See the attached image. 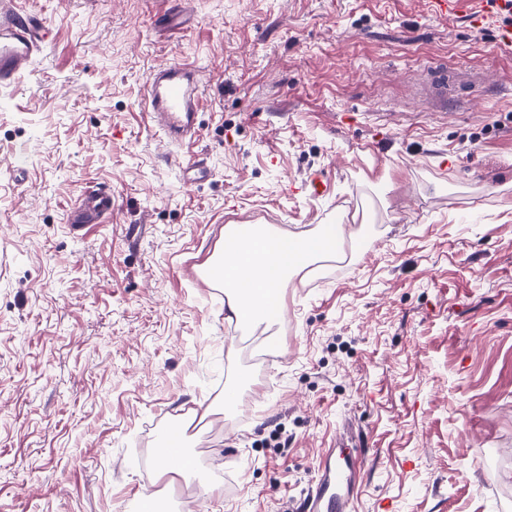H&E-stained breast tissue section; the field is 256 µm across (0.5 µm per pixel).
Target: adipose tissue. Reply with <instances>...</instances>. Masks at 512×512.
<instances>
[{"instance_id":"obj_1","label":"adipose tissue","mask_w":512,"mask_h":512,"mask_svg":"<svg viewBox=\"0 0 512 512\" xmlns=\"http://www.w3.org/2000/svg\"><path fill=\"white\" fill-rule=\"evenodd\" d=\"M336 252V227L294 237L267 225L228 224L218 272L230 293L224 303L228 319L264 323L279 288L288 276L308 268L314 259Z\"/></svg>"}]
</instances>
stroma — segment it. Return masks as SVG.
<instances>
[{"instance_id": "stroma-1", "label": "stroma", "mask_w": 512, "mask_h": 512, "mask_svg": "<svg viewBox=\"0 0 512 512\" xmlns=\"http://www.w3.org/2000/svg\"><path fill=\"white\" fill-rule=\"evenodd\" d=\"M23 6L53 39L0 87V512H131L172 425L161 512L186 491L300 512L339 442L364 455L352 512H512V14L189 0L172 29L174 0ZM172 62L205 88L186 149L145 106ZM89 187L112 215L79 234ZM228 224L352 232L244 341L197 278ZM183 431L179 427L168 428L160 440L157 448L155 464L167 463L170 466H180L184 461L183 456Z\"/></svg>"}]
</instances>
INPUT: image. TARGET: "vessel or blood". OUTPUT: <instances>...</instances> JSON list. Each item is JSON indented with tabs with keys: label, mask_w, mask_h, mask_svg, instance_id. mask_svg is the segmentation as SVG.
Here are the masks:
<instances>
[{
	"label": "vessel or blood",
	"mask_w": 512,
	"mask_h": 512,
	"mask_svg": "<svg viewBox=\"0 0 512 512\" xmlns=\"http://www.w3.org/2000/svg\"><path fill=\"white\" fill-rule=\"evenodd\" d=\"M438 16L448 17L472 9L482 18L486 8L512 11V0H431ZM51 30L39 15L20 12L15 0H0V85L19 83L21 75L43 49ZM148 116L176 144L193 139L202 97L195 67L181 62L150 74L146 83ZM112 212V195L99 190L83 191L79 203L67 215L69 224L84 230ZM183 432L168 428L155 455L156 463L180 466L184 461ZM361 466L353 449H328L320 458L318 475L306 496L302 512H351V489Z\"/></svg>",
	"instance_id": "b4317fda"
}]
</instances>
